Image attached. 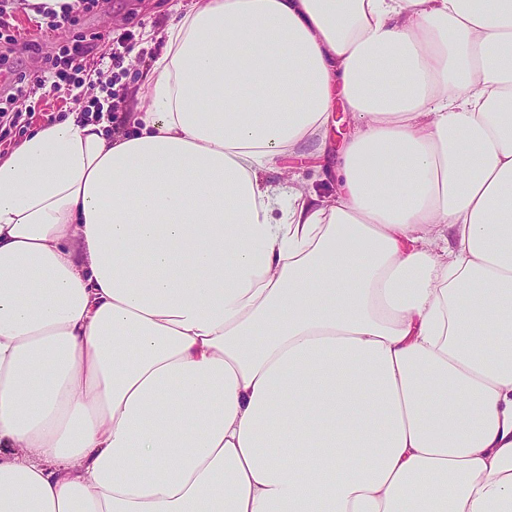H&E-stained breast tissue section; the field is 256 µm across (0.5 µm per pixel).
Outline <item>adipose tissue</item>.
Returning <instances> with one entry per match:
<instances>
[{"instance_id":"ef3b65f1","label":"adipose tissue","mask_w":512,"mask_h":512,"mask_svg":"<svg viewBox=\"0 0 512 512\" xmlns=\"http://www.w3.org/2000/svg\"><path fill=\"white\" fill-rule=\"evenodd\" d=\"M132 108L0 160V512H512V0H199ZM321 158H306L303 160L288 159L277 165L274 170L268 172V178L273 184H278L288 177L295 175L296 181L307 186L315 187L319 192H332L335 188L333 180L323 178V172L319 165L323 164ZM293 166L294 169L284 168V166ZM324 165V164H323Z\"/></svg>"}]
</instances>
